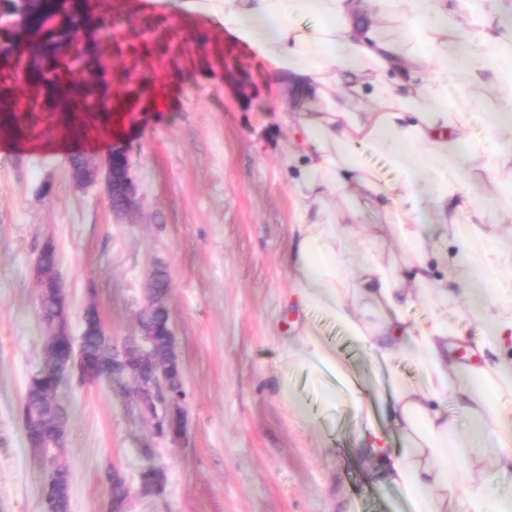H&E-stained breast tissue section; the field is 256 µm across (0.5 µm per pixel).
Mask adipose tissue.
<instances>
[{
  "mask_svg": "<svg viewBox=\"0 0 512 512\" xmlns=\"http://www.w3.org/2000/svg\"><path fill=\"white\" fill-rule=\"evenodd\" d=\"M232 45L301 97L286 161L298 198L287 262L303 311L322 310L377 361L412 362L358 445L406 512H512V0H218ZM506 105L479 102L480 88ZM387 157L381 183L362 151ZM374 224H366V217ZM398 244L390 272L378 254ZM459 299L484 328L475 364L451 362L460 329L405 312ZM289 365L349 375L316 329ZM468 420L460 431L457 416ZM494 452H482L486 435ZM404 442L392 448L391 436ZM482 480L462 483L471 466Z\"/></svg>",
  "mask_w": 512,
  "mask_h": 512,
  "instance_id": "1",
  "label": "adipose tissue"
}]
</instances>
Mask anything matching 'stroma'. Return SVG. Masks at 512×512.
<instances>
[{"label": "stroma", "mask_w": 512, "mask_h": 512, "mask_svg": "<svg viewBox=\"0 0 512 512\" xmlns=\"http://www.w3.org/2000/svg\"><path fill=\"white\" fill-rule=\"evenodd\" d=\"M124 17L158 22L171 62L141 59L134 78L152 84L155 108L103 124L82 116L65 134L41 113L32 133L0 129V512H44L48 466L19 419L32 374L46 365L48 331L38 311L34 265L52 243L65 285L72 336L96 304L107 333L137 332L155 268L169 275L171 328L182 364L186 429L178 442L156 434L135 387L101 377L68 378L62 461L71 472L70 512H107L106 469L131 486L144 470L164 471L158 496H135L128 512H394L400 492L377 483L355 441L380 421L388 368L323 313L286 308V260L298 205L284 147L288 97L273 75L238 54L226 73L223 16L180 0H89ZM121 133L138 180L139 205L114 216L103 181H79L69 156L102 165ZM314 325L347 366L361 404L324 407L321 390L290 367L286 352ZM289 384L320 415L323 431L297 423L279 394Z\"/></svg>", "instance_id": "1"}]
</instances>
